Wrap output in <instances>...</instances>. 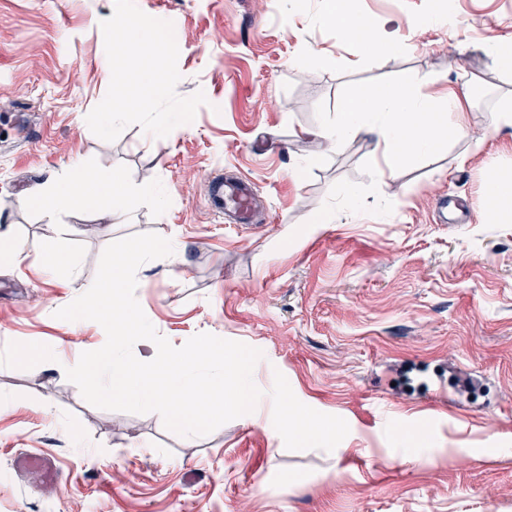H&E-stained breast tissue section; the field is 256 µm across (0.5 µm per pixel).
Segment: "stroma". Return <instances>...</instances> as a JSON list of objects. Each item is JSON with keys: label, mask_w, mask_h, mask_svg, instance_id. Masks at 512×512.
Segmentation results:
<instances>
[{"label": "stroma", "mask_w": 512, "mask_h": 512, "mask_svg": "<svg viewBox=\"0 0 512 512\" xmlns=\"http://www.w3.org/2000/svg\"><path fill=\"white\" fill-rule=\"evenodd\" d=\"M326 0H0V232L26 248L0 262V512H512V222L488 220L484 184L512 179V0H342L377 33L351 40ZM168 32L151 110L112 80L129 17ZM414 80L467 95L470 135L383 172L373 137L320 148L309 130L359 92ZM124 109L103 126L101 107ZM167 127L154 135L155 127ZM76 163L118 172L124 203L54 215L38 183ZM251 180L250 224L208 206L216 182ZM358 202L342 204L347 189ZM155 232L182 254L137 271L159 334L198 333L262 351V391L282 373L299 401L345 419L344 455L290 451L268 416L192 439L156 413L87 403L63 363L101 348L96 324L56 318L93 283L113 241ZM74 265L42 267L46 235ZM50 348L44 368L12 359ZM470 376L487 390L450 403L392 384L400 367ZM435 452L403 458L398 427ZM495 456H487V449ZM25 454L59 475L17 473Z\"/></svg>", "instance_id": "stroma-1"}]
</instances>
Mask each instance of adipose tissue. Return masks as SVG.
Returning a JSON list of instances; mask_svg holds the SVG:
<instances>
[{"mask_svg":"<svg viewBox=\"0 0 512 512\" xmlns=\"http://www.w3.org/2000/svg\"><path fill=\"white\" fill-rule=\"evenodd\" d=\"M164 49L158 33L133 18L116 41L113 79L119 84L136 81L146 110L152 108L163 88V75L142 68L141 61L161 55ZM462 107L456 94H448L438 104L421 96L413 83L401 81L346 100L335 121L317 128L314 136L320 145L333 147L361 134L373 135L385 167L392 173L406 162L409 152L426 155L444 140L468 137ZM121 184L118 173L70 166L51 182L33 188L28 202L50 213L96 209L110 216L118 206Z\"/></svg>","mask_w":512,"mask_h":512,"instance_id":"ef3b65f1","label":"adipose tissue"}]
</instances>
